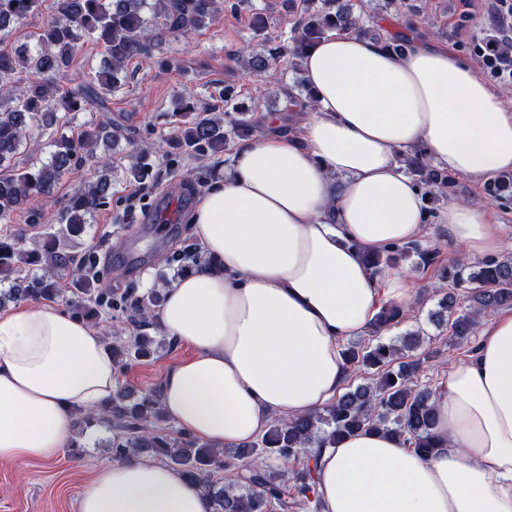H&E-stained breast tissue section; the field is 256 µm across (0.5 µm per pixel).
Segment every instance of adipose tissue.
<instances>
[{"label":"adipose tissue","instance_id":"obj_1","mask_svg":"<svg viewBox=\"0 0 512 512\" xmlns=\"http://www.w3.org/2000/svg\"><path fill=\"white\" fill-rule=\"evenodd\" d=\"M316 103L296 133L267 130L234 150L190 222L213 266L170 288L158 314L193 354L164 376L160 402L216 448L254 441L272 418L329 405L347 377L341 341L385 304L409 305L410 276L366 255L420 238L427 219L465 254L492 255L504 229L477 202L435 216L397 163L423 149L478 181L512 169V107L467 63L410 37L404 53L353 31L304 57ZM473 358L435 387L438 448L359 432L317 455L325 512H512V315L481 329ZM103 336L58 308L0 312V462H50L69 448L74 414L115 391ZM79 512H210L198 483L143 458L106 465Z\"/></svg>","mask_w":512,"mask_h":512}]
</instances>
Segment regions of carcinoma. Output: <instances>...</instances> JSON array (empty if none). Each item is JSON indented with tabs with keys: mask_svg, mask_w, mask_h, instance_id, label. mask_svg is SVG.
<instances>
[{
	"mask_svg": "<svg viewBox=\"0 0 512 512\" xmlns=\"http://www.w3.org/2000/svg\"><path fill=\"white\" fill-rule=\"evenodd\" d=\"M290 35L284 40L266 36L267 20L261 13L252 16L251 25L263 42V51L246 47L236 57L240 67L261 73L281 58L291 60L301 69L305 50L330 34L346 30H364V18L338 0H304ZM39 0H0V31L37 11ZM152 12L145 17V9ZM221 11L220 0H54V16L47 22L41 40L50 46L37 54L26 49H0V93L12 106L0 110V220L9 221L17 213L27 214L30 224L45 223L39 201L50 196L61 178L73 167L89 162L93 174L70 196L59 217L62 227L28 242L24 231L0 237V282L11 287L0 291V307L26 299H53L59 295V281L68 277L76 289L75 303L85 320L98 319L100 307L109 297L108 283L88 275L92 252L74 254L57 246L66 236L84 232L87 216L105 204L112 188V156L99 155L96 148H107L124 137V128L107 121L77 136L60 132L54 140L55 151L49 162L24 170L11 164L20 148H36L29 132L40 126L48 114L62 113L61 126L69 123V114L87 106L108 111L107 96L120 84V73L135 58L148 59L157 42L177 38L192 30L213 24ZM102 45L110 68L98 74L95 83L62 85L61 69L81 40ZM218 106H197L190 89L175 101L171 144L197 161L194 185L203 188L214 175L210 160L224 152V119ZM229 123L242 137L261 129V117L236 118L230 111ZM409 171L431 190L448 188V175L430 165L422 151L406 159ZM416 255L431 260L430 251L418 243L393 247L388 254L366 256L367 265L378 271L393 260ZM442 278L455 285L475 283L469 292V305L462 308L455 294L441 299V312L451 320L449 329L461 343L473 335L481 314L490 309L512 306V257L490 258L475 265L458 264L442 272ZM163 291L150 294V305L141 299L129 301L143 329L153 326L151 306L162 303ZM402 306L386 304L367 328V338L349 342L341 349L348 372L372 371L373 378L336 397L323 410L291 420L272 419L261 438L235 448L229 453L192 436L172 437L152 425L164 418L157 397L120 390L96 412L81 413L87 427L109 423L117 430L111 440L116 459L146 455L160 458L180 469L200 485L209 499L211 512H290L294 508L322 512L323 505L315 491L316 459L312 448L336 445L362 430L378 431L397 437L415 452L428 456L437 448L433 429L436 412L431 402L433 389L418 382L423 361H408L406 353L422 346L419 332L385 337L406 318ZM163 348L142 333L129 344L112 345L115 364L124 366L132 358L153 354Z\"/></svg>",
	"mask_w": 512,
	"mask_h": 512,
	"instance_id": "1",
	"label": "carcinoma"
}]
</instances>
